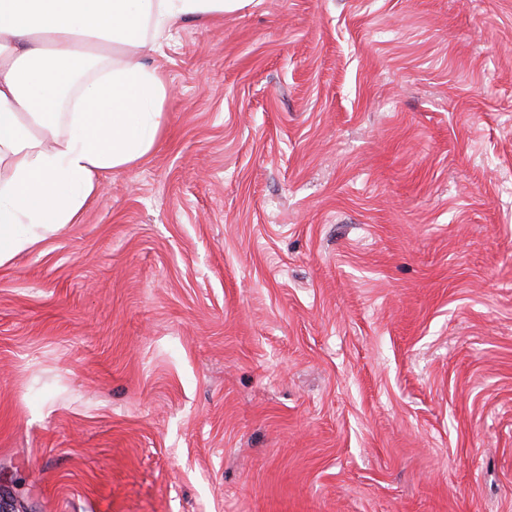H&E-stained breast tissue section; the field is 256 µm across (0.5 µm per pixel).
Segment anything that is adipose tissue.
Instances as JSON below:
<instances>
[{
	"mask_svg": "<svg viewBox=\"0 0 512 512\" xmlns=\"http://www.w3.org/2000/svg\"><path fill=\"white\" fill-rule=\"evenodd\" d=\"M251 0H0V265L75 223L100 175L147 156L171 89L132 47Z\"/></svg>",
	"mask_w": 512,
	"mask_h": 512,
	"instance_id": "obj_1",
	"label": "adipose tissue"
}]
</instances>
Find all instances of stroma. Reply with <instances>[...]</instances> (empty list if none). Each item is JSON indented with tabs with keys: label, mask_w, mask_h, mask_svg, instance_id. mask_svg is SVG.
<instances>
[{
	"label": "stroma",
	"mask_w": 512,
	"mask_h": 512,
	"mask_svg": "<svg viewBox=\"0 0 512 512\" xmlns=\"http://www.w3.org/2000/svg\"><path fill=\"white\" fill-rule=\"evenodd\" d=\"M0 265L15 512H512V0H253Z\"/></svg>",
	"instance_id": "obj_1"
}]
</instances>
